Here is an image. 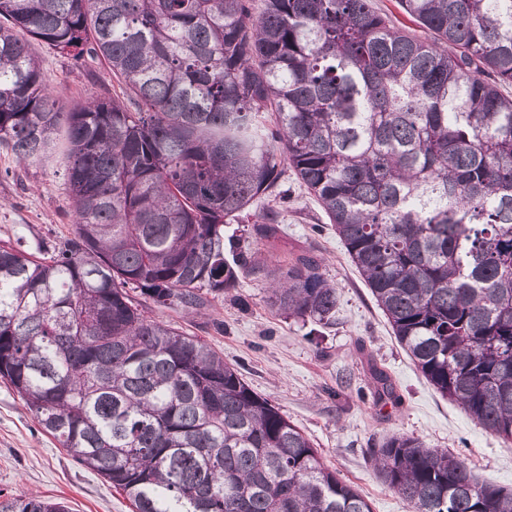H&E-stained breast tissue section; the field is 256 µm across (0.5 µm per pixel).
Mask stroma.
Instances as JSON below:
<instances>
[{"mask_svg":"<svg viewBox=\"0 0 512 512\" xmlns=\"http://www.w3.org/2000/svg\"><path fill=\"white\" fill-rule=\"evenodd\" d=\"M33 49L50 87L66 100H92L111 92L113 79L95 63L75 64L42 44ZM268 206L277 232L259 231L258 207L226 221L225 243L258 258L288 263L305 255L318 260L336 286V319L323 326L271 310L263 273L209 300L200 315L146 304L149 315L197 336L237 368L308 437L321 460L356 486L372 512H409L383 484L369 452L385 438L407 435L445 448L482 478L512 490V441L473 421L441 396L395 338L369 288L318 201L286 170ZM74 228L61 162L19 161L0 148V242H41L69 236ZM390 376L399 404L378 400L371 366ZM0 493L53 497L69 512H132L125 494L77 464L45 434L20 397L0 383Z\"/></svg>","mask_w":512,"mask_h":512,"instance_id":"35a3bbf8","label":"stroma"}]
</instances>
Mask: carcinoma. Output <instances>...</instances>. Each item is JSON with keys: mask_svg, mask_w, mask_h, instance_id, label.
Here are the masks:
<instances>
[{"mask_svg": "<svg viewBox=\"0 0 512 512\" xmlns=\"http://www.w3.org/2000/svg\"><path fill=\"white\" fill-rule=\"evenodd\" d=\"M0 0V147L64 145L75 228L0 243V382L135 512H372L205 342L145 314L262 271L327 325L318 262L224 256V219L283 164L315 195L423 376L512 440V0ZM104 63L121 96L63 111L32 41ZM378 399L393 395L373 370ZM411 512H512V490L411 436L372 449ZM0 512H68L10 496Z\"/></svg>", "mask_w": 512, "mask_h": 512, "instance_id": "obj_1", "label": "carcinoma"}]
</instances>
